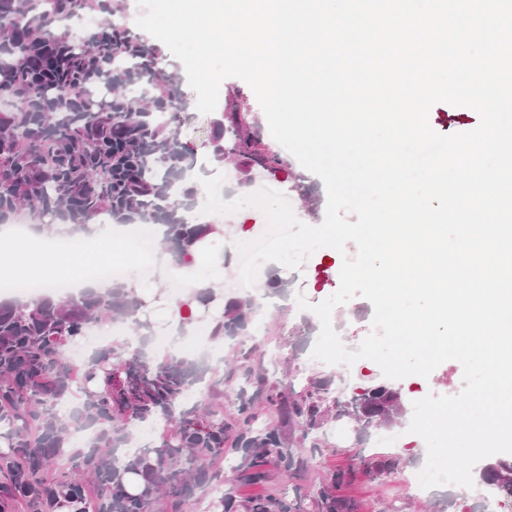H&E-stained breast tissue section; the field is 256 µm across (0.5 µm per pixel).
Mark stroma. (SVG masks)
<instances>
[{"instance_id": "35a3bbf8", "label": "stroma", "mask_w": 512, "mask_h": 512, "mask_svg": "<svg viewBox=\"0 0 512 512\" xmlns=\"http://www.w3.org/2000/svg\"><path fill=\"white\" fill-rule=\"evenodd\" d=\"M168 74L174 75L181 91L184 107L179 114L178 127L182 140L190 149L189 163L193 172L210 177L227 169L234 175L233 194L252 193L257 182L268 179L277 183L281 193L291 197L303 222L316 226L325 217L327 193L320 178L304 169L298 160L277 143L270 134L265 115L251 87L235 77L226 78L220 85L217 108L213 113L200 114L196 109V95L190 88L181 62L168 48H161ZM240 106L247 119V129L274 155L271 163H261L250 158L230 156L224 164H217L212 156L214 123L223 118L228 107ZM430 126L443 135L467 132L479 124L475 111L463 110L445 102L434 104L428 114ZM263 213L246 207L224 216V230L208 239L206 251L222 257L225 278L236 274L238 257L235 241L253 240L259 225L264 224ZM354 243H347L344 251L324 247L315 251L301 269L291 270L280 264H264L258 279L270 300L269 308L254 310L252 321H267L266 337L255 334L224 340H212L208 347L211 356L229 364L250 354V364L259 369L268 386L277 392L300 390L314 376L335 377L336 366L312 359L311 352L320 332V322L315 314L299 310L296 298L304 296L310 303H318L335 293L340 284L343 258L355 255ZM285 282L284 291L270 288L272 279ZM373 306L357 296L347 304L337 307L332 323L349 350L371 330ZM391 386L399 396L403 414L393 429L400 434L401 443L393 448L374 445V432H359L347 421H331L319 430L318 445L301 437L298 426L283 420L279 406L262 409L261 418L266 426L277 427L280 432L301 448L306 460L305 470L284 476L276 466L269 467L266 479L258 484H246L236 478L240 463L236 448L225 447L224 455L211 462L212 470L223 472L225 491L237 496L243 507L252 501L278 498L294 500L304 498V512H318V494L328 476L345 473V480L336 488L339 498L353 507V512H512V497L483 491L481 486L465 488L457 485L419 489L414 485L417 467L426 459V445L421 437L408 433L413 414V404L428 394L454 395L463 387V370L457 361L441 364L429 378L410 375L392 381ZM392 459L394 470L376 468V461Z\"/></svg>"}]
</instances>
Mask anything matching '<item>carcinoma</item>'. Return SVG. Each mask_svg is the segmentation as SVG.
Masks as SVG:
<instances>
[{
	"mask_svg": "<svg viewBox=\"0 0 512 512\" xmlns=\"http://www.w3.org/2000/svg\"><path fill=\"white\" fill-rule=\"evenodd\" d=\"M109 0H0V224L20 210L48 224L79 227L94 217L116 224H158L174 259L182 263L212 231L192 224L196 190L185 185L188 148L172 127L183 99L177 82L157 66L158 54L121 24L98 40L70 37L68 21ZM233 109L217 125L214 153L221 160L249 142ZM233 145L224 148L225 134ZM104 173L107 178L99 180ZM143 301L124 281L105 291L85 290L65 299L44 294L30 302L0 300V512L22 503L27 512H53L66 500L74 512H181L182 502L204 484L223 483L207 461L224 456L235 434L244 452L238 477L260 481L277 463L296 472L305 459L276 428L257 424L264 404L280 402L303 437L341 417L361 428L398 419L399 398L386 385L364 389L326 406L331 380L315 376L289 398L266 388L243 363L245 378L234 413L182 405L189 390L231 382L234 372L206 380L208 367L171 356L155 364L144 349L149 324ZM253 299L224 307L210 323L216 337L246 335ZM132 323L146 330L131 356L107 349L77 372L65 357L90 324ZM159 420L166 430L149 446L118 452L134 428ZM95 428L91 445H70L77 430ZM67 456L64 470L51 472ZM139 477L135 491L129 476ZM512 479V461L497 460L485 473ZM334 473L319 496V512H351L333 489Z\"/></svg>",
	"mask_w": 512,
	"mask_h": 512,
	"instance_id": "cac0c4a2",
	"label": "carcinoma"
}]
</instances>
